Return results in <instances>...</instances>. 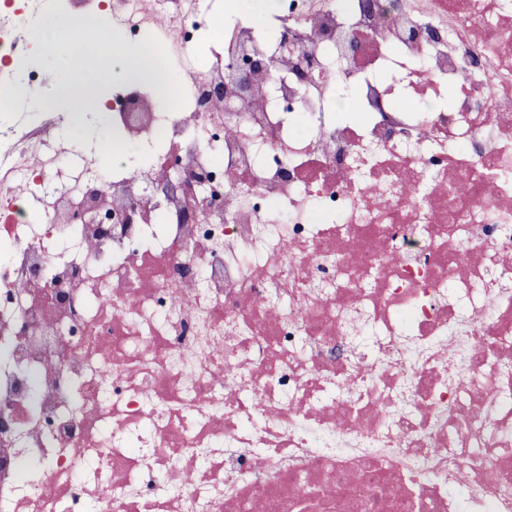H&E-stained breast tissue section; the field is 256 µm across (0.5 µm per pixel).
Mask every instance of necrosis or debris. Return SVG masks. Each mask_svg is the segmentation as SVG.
Returning <instances> with one entry per match:
<instances>
[{
	"label": "necrosis or debris",
	"instance_id": "1",
	"mask_svg": "<svg viewBox=\"0 0 512 512\" xmlns=\"http://www.w3.org/2000/svg\"><path fill=\"white\" fill-rule=\"evenodd\" d=\"M412 2L279 0L203 62L201 0H57L156 16L178 106L116 96L125 147L72 154L74 187L37 160L51 118L0 121V512H512V0ZM39 10H0V59ZM339 31L360 114L329 123ZM243 51L280 104L254 78L227 111Z\"/></svg>",
	"mask_w": 512,
	"mask_h": 512
}]
</instances>
